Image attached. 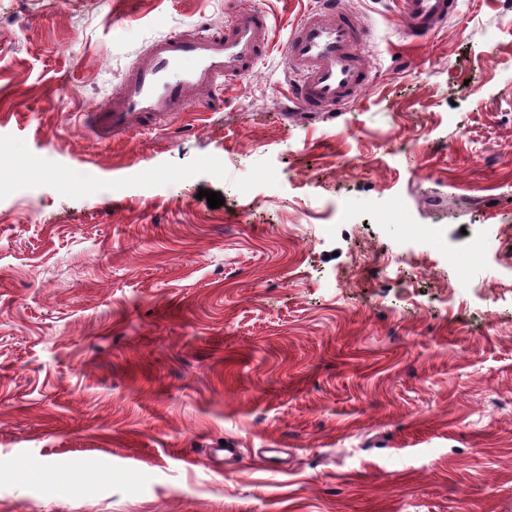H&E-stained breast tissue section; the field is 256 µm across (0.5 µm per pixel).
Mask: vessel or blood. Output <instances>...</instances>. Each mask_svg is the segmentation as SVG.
Masks as SVG:
<instances>
[{"label":"vessel or blood","instance_id":"1","mask_svg":"<svg viewBox=\"0 0 512 512\" xmlns=\"http://www.w3.org/2000/svg\"><path fill=\"white\" fill-rule=\"evenodd\" d=\"M457 0H402L404 26L414 41L444 27ZM264 13H235L223 30L179 33L157 39L124 78L119 92L87 112L97 138L148 127L194 106L192 91L218 95L226 78L245 74L269 44ZM366 30L344 0H321L290 32L286 60L290 100L316 117L358 101L373 83L363 47Z\"/></svg>","mask_w":512,"mask_h":512}]
</instances>
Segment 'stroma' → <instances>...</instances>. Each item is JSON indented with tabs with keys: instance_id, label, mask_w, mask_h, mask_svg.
<instances>
[{
	"instance_id": "35a3bbf8",
	"label": "stroma",
	"mask_w": 512,
	"mask_h": 512,
	"mask_svg": "<svg viewBox=\"0 0 512 512\" xmlns=\"http://www.w3.org/2000/svg\"><path fill=\"white\" fill-rule=\"evenodd\" d=\"M316 2L0 0V512H512V0H346L375 83L303 118ZM240 9L222 102L83 125ZM457 8L456 0H402L404 27L415 42L444 27Z\"/></svg>"
}]
</instances>
